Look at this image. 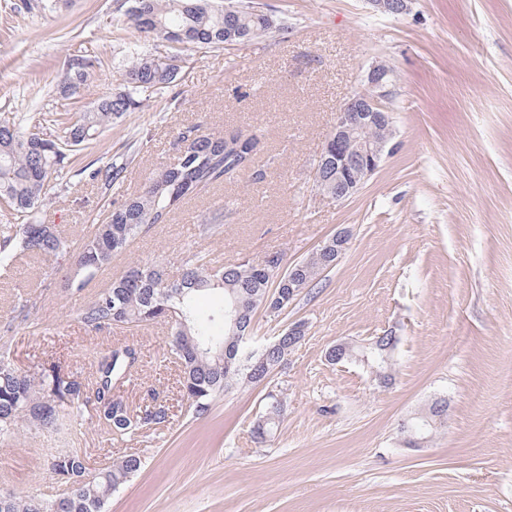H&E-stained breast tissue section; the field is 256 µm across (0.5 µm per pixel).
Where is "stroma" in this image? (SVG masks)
Returning a JSON list of instances; mask_svg holds the SVG:
<instances>
[{"mask_svg":"<svg viewBox=\"0 0 512 512\" xmlns=\"http://www.w3.org/2000/svg\"><path fill=\"white\" fill-rule=\"evenodd\" d=\"M250 3L276 29L179 50L137 31L127 0H0L1 115L69 117L122 91L133 46L181 61L169 88L72 158L31 222L80 240L171 161L190 125L259 140L249 168L136 238L84 296L135 262L176 275L203 250L224 264L277 254L288 265L349 232L337 265L286 310L254 314V345L297 322L304 340L264 382L132 440L143 466L104 512H512V0H412L398 16L367 0ZM86 60L94 69L70 91L66 78ZM378 63L396 75L390 151L337 202L317 191L316 160L337 110ZM115 160L123 182L89 179ZM76 258L21 250L0 269V343L16 368L57 365L82 379L101 349L127 342L141 350L123 388L130 408L152 396L175 403L166 326L86 329L60 288ZM385 334L397 338L389 385L358 356L326 357ZM272 398L283 411L262 440L252 426ZM437 402L448 407L442 422L411 443L404 423ZM65 448L85 449L92 469L106 462L89 419L62 436L23 430L0 442V492L55 493L44 461Z\"/></svg>","mask_w":512,"mask_h":512,"instance_id":"obj_1","label":"stroma"}]
</instances>
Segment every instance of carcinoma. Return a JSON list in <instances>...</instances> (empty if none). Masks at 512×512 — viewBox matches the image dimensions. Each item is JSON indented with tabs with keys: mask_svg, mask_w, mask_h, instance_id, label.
<instances>
[{
	"mask_svg": "<svg viewBox=\"0 0 512 512\" xmlns=\"http://www.w3.org/2000/svg\"><path fill=\"white\" fill-rule=\"evenodd\" d=\"M130 17L142 33L160 37L179 48L207 46L222 48L257 37L275 24L273 17L250 5L233 20L224 18V8L216 0H131ZM127 90L102 98L66 123L63 135L52 137L43 124L23 126L0 121V201L18 213H30L46 201L51 184L58 181L65 164L81 146L90 143L136 105L135 96L154 93L173 81L160 73L153 58L133 55L125 69ZM195 136L192 155L176 156L174 161L154 172L145 190L127 198L112 210L104 224L93 225L81 239L78 259L66 276L64 288L79 297L97 274L112 265V259L127 245L152 228L169 223L172 214L190 195L224 180L252 162L256 137L240 133L202 134L200 128H186ZM125 164L112 163L92 173L107 186L120 183ZM22 249L45 258L71 250V240L49 224H1L0 266L14 258L13 241ZM299 267L296 284L275 283L266 274L265 261L244 259L217 265L193 252L184 262L182 284L168 286L163 268L154 263L135 264L94 298L82 301L78 320L92 332H112L118 326L165 324L170 331V354L181 368L178 380L180 402L196 416L210 410L215 398L239 380L261 383L273 366L295 348L288 338L279 337L257 351H246L242 336L231 334L224 321L225 303L239 305L241 325L252 327L253 316L264 297L274 299L282 311L333 264L326 260L324 247L295 263ZM209 291L223 294L221 303L208 313L195 305L196 297ZM378 336L362 355L370 366L382 369L388 364ZM138 362L135 347H110L94 361L90 381L83 382L57 370L19 372L7 345L0 346V438L8 439L20 427L32 431L62 432L69 423L83 416L93 392L90 419L117 440H124L168 422L170 408L146 404L132 410L120 395L121 380ZM447 405L435 403L430 417H416L404 431L420 437L432 429ZM143 465L136 454H126L96 474L89 472L86 458L74 452L52 456L50 470L66 484L67 490L54 498L19 499L0 493V512H103L114 492L119 490Z\"/></svg>",
	"mask_w": 512,
	"mask_h": 512,
	"instance_id": "1",
	"label": "carcinoma"
}]
</instances>
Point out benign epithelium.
Segmentation results:
<instances>
[{
  "instance_id": "benign-epithelium-1",
  "label": "benign epithelium",
  "mask_w": 512,
  "mask_h": 512,
  "mask_svg": "<svg viewBox=\"0 0 512 512\" xmlns=\"http://www.w3.org/2000/svg\"><path fill=\"white\" fill-rule=\"evenodd\" d=\"M385 14L402 15L410 0H367ZM392 70L385 64L372 66L367 74V89L350 97L336 112V124L318 157L316 189L336 201L354 195L379 168L392 136V116L385 101L392 94ZM379 127L381 138L368 135ZM273 280H294L297 270L285 268L277 256H270Z\"/></svg>"
}]
</instances>
